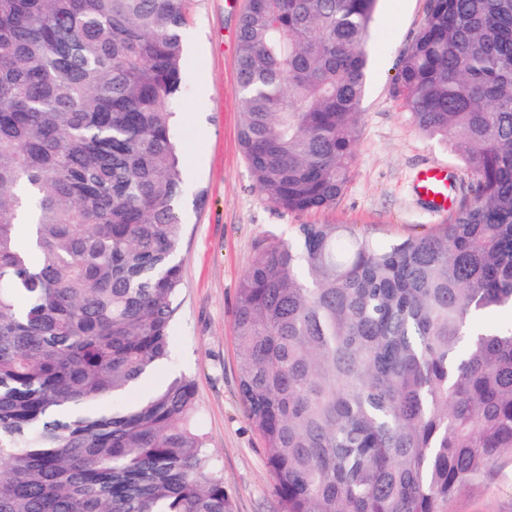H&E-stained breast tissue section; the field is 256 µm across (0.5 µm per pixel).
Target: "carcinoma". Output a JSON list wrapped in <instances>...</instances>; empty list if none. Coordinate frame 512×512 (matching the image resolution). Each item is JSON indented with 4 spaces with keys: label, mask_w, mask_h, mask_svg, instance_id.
<instances>
[{
    "label": "carcinoma",
    "mask_w": 512,
    "mask_h": 512,
    "mask_svg": "<svg viewBox=\"0 0 512 512\" xmlns=\"http://www.w3.org/2000/svg\"><path fill=\"white\" fill-rule=\"evenodd\" d=\"M377 0H247L239 142L264 198L336 205ZM182 0H0V512H230L180 306ZM395 92L474 196L380 244L301 224L242 278L240 397L283 512H456L512 460V0H428Z\"/></svg>",
    "instance_id": "carcinoma-1"
}]
</instances>
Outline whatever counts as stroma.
Returning a JSON list of instances; mask_svg holds the SVG:
<instances>
[{
	"label": "stroma",
	"mask_w": 512,
	"mask_h": 512,
	"mask_svg": "<svg viewBox=\"0 0 512 512\" xmlns=\"http://www.w3.org/2000/svg\"><path fill=\"white\" fill-rule=\"evenodd\" d=\"M244 5L245 0L183 2V92L174 118L185 169L181 305L169 361L129 395L145 397L173 376L192 380L231 512H282L263 440L239 396L234 314L241 278L260 249L294 241L301 224H354L380 243L432 230L446 223L448 214L432 211L417 196V172L445 168L455 199L468 192L470 176L449 145L425 135L392 94L426 0H378L369 33L361 138L347 190L335 207L321 212L290 213L266 201L238 138L237 32ZM457 510L512 512V462L463 497Z\"/></svg>",
	"instance_id": "obj_1"
}]
</instances>
